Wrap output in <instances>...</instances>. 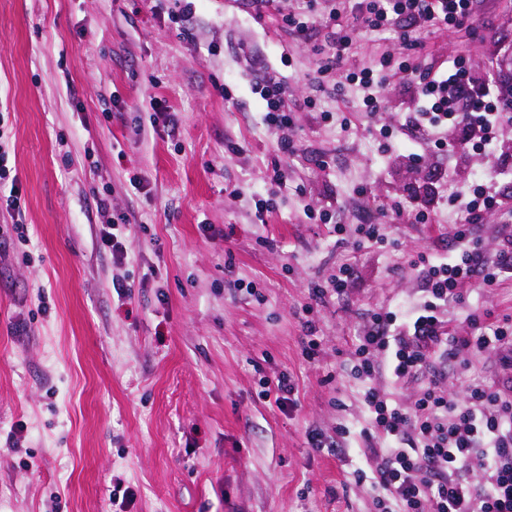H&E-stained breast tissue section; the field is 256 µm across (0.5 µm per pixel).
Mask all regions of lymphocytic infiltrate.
Instances as JSON below:
<instances>
[{"instance_id": "f902f5d3", "label": "lymphocytic infiltrate", "mask_w": 512, "mask_h": 512, "mask_svg": "<svg viewBox=\"0 0 512 512\" xmlns=\"http://www.w3.org/2000/svg\"><path fill=\"white\" fill-rule=\"evenodd\" d=\"M287 6L290 33L306 34L316 16L332 24L334 52L321 61L312 84L313 91L331 95L343 83L330 81V74L361 37L394 23L402 45L413 47L416 31L473 22L478 0H288ZM407 77L417 86L405 119L410 132L449 130L458 145L496 153L500 103L512 99V88L476 76L458 58L444 67L415 68ZM511 176L512 167L498 162L464 192L444 197L431 183L408 189L419 222L443 200L459 207L465 221L453 227L452 257L418 254L415 264L426 280L421 301L372 313L347 363L362 386L366 430L380 441L372 475H357L372 478L379 512H512V395L481 381L454 387L446 371L448 363L466 370L480 358L512 364L511 317L482 332L479 317L468 315L478 333L461 336L449 316L450 307L463 302V283L493 288L512 275V230L501 231L491 259L471 232L484 211L502 206L497 185ZM384 372L398 384L419 382L411 403L379 386Z\"/></svg>"}]
</instances>
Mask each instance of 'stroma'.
I'll return each mask as SVG.
<instances>
[{
  "instance_id": "obj_1",
  "label": "stroma",
  "mask_w": 512,
  "mask_h": 512,
  "mask_svg": "<svg viewBox=\"0 0 512 512\" xmlns=\"http://www.w3.org/2000/svg\"><path fill=\"white\" fill-rule=\"evenodd\" d=\"M480 20L413 51L369 34L342 68L460 57L512 85V0H483ZM326 36L289 34L250 0H0V138L25 202L24 236L0 211V512H376L353 472L377 442L343 364L368 313L421 298L412 259L447 254L463 221L442 203L418 223L408 184L446 171L459 190L489 160L385 141L412 104L404 79L376 116L357 87L313 95ZM269 74L296 104L290 130L264 120ZM111 213L129 219L121 261L101 243ZM360 224L384 225L387 245L356 244ZM343 263L347 293L313 304ZM463 295L456 322L512 315L510 277ZM283 372L298 400L280 408L261 391ZM314 428L343 430L340 455L309 448Z\"/></svg>"
}]
</instances>
